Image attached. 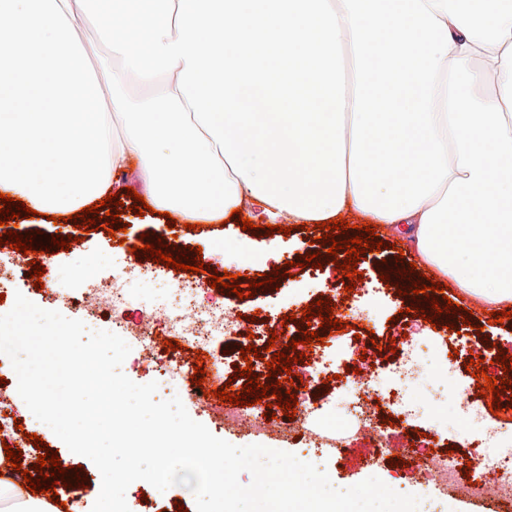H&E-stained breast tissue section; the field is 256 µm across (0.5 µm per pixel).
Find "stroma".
Wrapping results in <instances>:
<instances>
[{"label": "stroma", "instance_id": "stroma-1", "mask_svg": "<svg viewBox=\"0 0 512 512\" xmlns=\"http://www.w3.org/2000/svg\"><path fill=\"white\" fill-rule=\"evenodd\" d=\"M119 198L125 205L122 219L127 222L128 228L126 244L118 251L117 266L146 264V257L136 255L133 251L145 234L153 239H163L168 246L182 250L191 246L201 249L204 263L218 271H227L241 278L268 274L274 272L277 266L288 265L289 278L278 279L272 287L257 288L255 296L242 300L232 291L224 293L225 303L236 306L242 314L259 315L267 320L269 328L273 330L280 329L283 315L293 312L295 301L299 300L307 305L319 297L328 298L344 292L347 279L333 262H325L318 279L315 280L310 278L308 269L301 266L311 250V242L320 235L316 228L295 230L288 235L276 233L258 237L244 231L240 222L234 220L222 226L205 223L200 229H188L181 224L168 225L165 217L158 214L135 215L130 209L132 200L127 193H120ZM378 234L385 244L384 250L362 254L357 263L371 286H378L381 271L387 261L393 260L395 251L399 248L404 251L405 262L416 263L418 271L431 277L432 281H439V274L427 263L420 261L403 233L382 227ZM446 294L450 299L461 300L463 307L471 310V319H463L459 314H447L443 317V325L434 327L424 323L422 318L409 314L410 309L416 307L429 309V302L417 301L407 295L372 296L366 307L371 315L368 327L373 336L357 341L351 340L347 335L338 336L337 349L343 354L341 367L353 366L363 356L372 361H384V354L377 351L378 345L387 344L389 338L399 339L406 334L430 339L433 343L430 359L435 367H442L448 361V349L442 338L447 333L448 325L454 324L461 327L469 344L460 348V367L448 383V392L453 395L467 386L471 374L465 371L464 365L469 362L472 354L482 352L484 342H492L512 355V319L497 325L491 324L485 312V302L469 296L461 297L459 288L454 286L447 289ZM424 409L425 415L418 422L420 431L435 437L437 443L453 444L461 425L453 415L449 403L432 402L425 404ZM372 445V440L367 437L353 436L342 453L328 461L327 473L336 485L346 488L374 475L368 466Z\"/></svg>", "mask_w": 512, "mask_h": 512}]
</instances>
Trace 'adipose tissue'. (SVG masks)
Wrapping results in <instances>:
<instances>
[{
    "mask_svg": "<svg viewBox=\"0 0 512 512\" xmlns=\"http://www.w3.org/2000/svg\"><path fill=\"white\" fill-rule=\"evenodd\" d=\"M75 0H0V191L40 213L112 193L128 160L153 206L187 223L241 205L281 213L236 176L166 76L134 112L111 69L113 138L98 79L71 46ZM345 66L343 207L404 227L441 276L512 303V0H330ZM0 512H57L0 477Z\"/></svg>",
    "mask_w": 512,
    "mask_h": 512,
    "instance_id": "1",
    "label": "adipose tissue"
}]
</instances>
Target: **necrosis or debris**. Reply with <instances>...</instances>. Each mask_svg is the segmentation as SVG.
Here are the masks:
<instances>
[{"instance_id": "1", "label": "necrosis or debris", "mask_w": 512, "mask_h": 512, "mask_svg": "<svg viewBox=\"0 0 512 512\" xmlns=\"http://www.w3.org/2000/svg\"><path fill=\"white\" fill-rule=\"evenodd\" d=\"M136 285L150 286L162 298L155 308L128 321L123 314ZM78 301L87 315L85 324L89 330H107L136 341L144 361L153 366L149 378L159 385L157 399L177 396L182 402L194 403L206 412L216 430L232 428L247 434L288 431L300 444L304 461L317 465L326 459L325 447L332 444L343 448L351 435L363 433L375 443L370 456L373 469L387 466L397 456L407 461L410 480L422 496L419 512H436L431 500L435 493L472 494L512 502V449L488 457L486 450L497 442L498 432L484 426L486 400L477 396L475 390L457 394L453 406L466 423L484 427L479 443L468 453L469 459L479 463L471 477H464L444 450L431 451L418 446L412 436L419 408L409 400V391L421 390L428 401L446 395L448 380L454 376L457 366L452 359L443 371H432L419 341H405L394 359L382 368H372L365 362L361 374L346 375L341 394L351 423L324 420L322 400L310 396L299 397L294 420L285 422L271 418L265 405L241 407L214 398V391L227 382L230 370L225 358L212 355L214 340L249 334L254 340L265 342L269 336L261 327L247 328L245 318L240 317L237 309L222 300L206 297L196 282L175 280L171 268L152 262L142 269L126 268L113 274L108 285L97 276L85 279L80 285ZM166 339L178 340L180 350L165 351L162 342ZM197 350L206 354L205 381L200 385L191 381L196 363L188 357L189 352ZM15 399L14 384L0 385V441H7L28 456L35 452L32 436L47 441L53 432L35 419L15 426ZM389 415L394 418L390 424L385 421ZM395 428L408 433L399 450L391 448L387 440Z\"/></svg>"}]
</instances>
